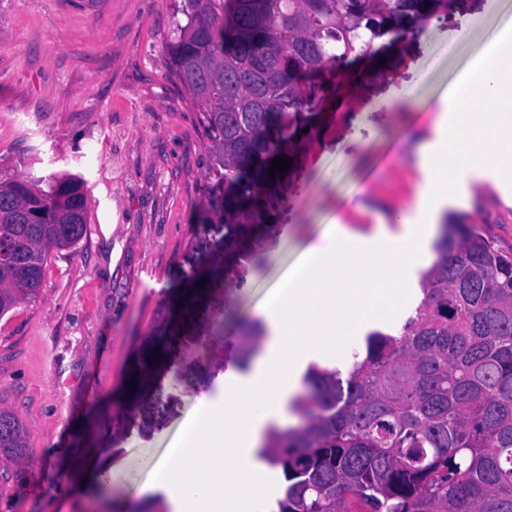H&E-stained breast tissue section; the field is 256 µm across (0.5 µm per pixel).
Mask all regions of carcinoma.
Segmentation results:
<instances>
[{
	"label": "carcinoma",
	"instance_id": "cac0c4a2",
	"mask_svg": "<svg viewBox=\"0 0 512 512\" xmlns=\"http://www.w3.org/2000/svg\"><path fill=\"white\" fill-rule=\"evenodd\" d=\"M451 0H181L168 44L203 115L224 223L260 220L282 198L272 161L334 90L349 57L392 30L418 31ZM274 178H269V175ZM88 197L65 174L44 190L0 182V316L37 297L51 250L86 233ZM422 299L398 335L373 331L347 378L316 364L293 400L302 423L271 430L287 485L278 512H512V253L470 224L442 227ZM263 326L244 328L245 370ZM19 417L0 410V454L19 457Z\"/></svg>",
	"mask_w": 512,
	"mask_h": 512
}]
</instances>
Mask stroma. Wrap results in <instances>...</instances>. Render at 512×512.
Listing matches in <instances>:
<instances>
[{
    "mask_svg": "<svg viewBox=\"0 0 512 512\" xmlns=\"http://www.w3.org/2000/svg\"><path fill=\"white\" fill-rule=\"evenodd\" d=\"M176 0H0V181L81 177L87 230L51 251L43 284L0 317V409L26 434L22 457L0 455V512H111L139 505L116 484L89 496L71 459L151 472L195 398L224 401V363L270 288L327 225L372 237L420 178L416 152L435 138L440 96L512 14V0H455L386 55L364 59L392 81L329 96L305 136L275 232L253 252L207 205L212 143L165 49ZM464 217L512 251V180L485 174ZM258 257L232 306L226 262ZM206 291L185 296L198 282ZM164 360L147 376L156 352ZM162 386L170 403L151 427L129 406Z\"/></svg>",
    "mask_w": 512,
    "mask_h": 512,
    "instance_id": "stroma-1",
    "label": "stroma"
}]
</instances>
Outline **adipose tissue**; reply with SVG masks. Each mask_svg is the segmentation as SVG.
Listing matches in <instances>:
<instances>
[{"instance_id": "obj_1", "label": "adipose tissue", "mask_w": 512, "mask_h": 512, "mask_svg": "<svg viewBox=\"0 0 512 512\" xmlns=\"http://www.w3.org/2000/svg\"><path fill=\"white\" fill-rule=\"evenodd\" d=\"M480 91L491 111L476 110ZM442 102L437 143L418 153L421 179L401 218L404 232L367 246L344 225H330L263 304L272 337L247 379L226 385L222 405L197 399L150 475L134 460L91 468L87 491L121 482L142 496L173 492L175 512H252L268 480L256 459L262 425L281 415L299 366L317 355L344 361L357 330L393 312L413 269L432 262L429 243L448 208L469 203L473 171L512 172L511 18L457 71Z\"/></svg>"}]
</instances>
